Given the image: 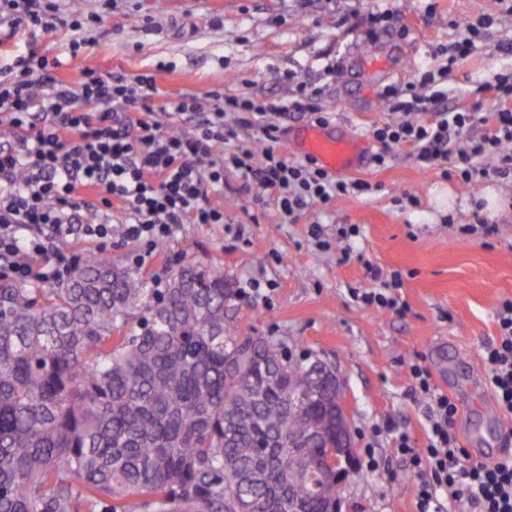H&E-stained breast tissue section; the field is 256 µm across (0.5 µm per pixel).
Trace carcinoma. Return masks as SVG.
<instances>
[{"label": "carcinoma", "instance_id": "carcinoma-1", "mask_svg": "<svg viewBox=\"0 0 512 512\" xmlns=\"http://www.w3.org/2000/svg\"><path fill=\"white\" fill-rule=\"evenodd\" d=\"M224 266L166 287L110 257L0 283V512H336V389L241 333Z\"/></svg>", "mask_w": 512, "mask_h": 512}]
</instances>
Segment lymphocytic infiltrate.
<instances>
[{"label": "lymphocytic infiltrate", "instance_id": "obj_1", "mask_svg": "<svg viewBox=\"0 0 512 512\" xmlns=\"http://www.w3.org/2000/svg\"><path fill=\"white\" fill-rule=\"evenodd\" d=\"M59 10V0H0V28L50 33ZM498 23L495 15L478 14L448 45L444 65L388 90L393 118L370 131L381 146L375 163L386 165L389 149L407 147L420 166L468 188L512 176V66L476 87L492 108L485 117L448 108L443 89L449 72ZM82 27L81 10H72L68 61L82 66L77 83L60 80L63 62L35 49L0 68V132L6 135L0 143V278L62 282L86 247L108 253L111 223L88 219L104 209L125 214L123 238L150 248L185 221L223 223L224 208L210 197L223 194L228 161L244 190L272 196L279 213L291 220L314 205L370 191L367 182L332 179L312 159L291 160L274 148L277 117L290 110L318 114L319 88L298 83L288 106L233 95L206 110L193 95L167 98L154 76L83 66L91 41ZM191 112L197 115L191 132L173 127V119ZM480 119L488 124L485 134L470 136ZM240 127L259 128L269 147L258 153L241 146L225 155L223 144ZM366 275L373 285L351 289L353 301L379 312H406L398 296L399 272L370 264ZM494 321L498 334L486 343L482 360L500 414L512 418V298L500 301ZM408 373L410 396L424 406V437L416 439L389 421L382 430L413 480L416 512H447L453 504L472 512H512V454L473 458L455 430L456 399L420 363H411Z\"/></svg>", "mask_w": 512, "mask_h": 512}]
</instances>
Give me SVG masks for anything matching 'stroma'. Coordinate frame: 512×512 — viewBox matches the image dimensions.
<instances>
[{
	"label": "stroma",
	"instance_id": "35a3bbf8",
	"mask_svg": "<svg viewBox=\"0 0 512 512\" xmlns=\"http://www.w3.org/2000/svg\"><path fill=\"white\" fill-rule=\"evenodd\" d=\"M76 5L89 16L86 35L95 41L85 63L101 72L154 75L172 97L215 91L284 102L295 81L309 79L323 87L319 105L328 115L327 129L339 137H366L361 164L338 177L367 181L370 193L338 198L325 213L313 210L292 222L272 200L241 191L228 164L223 223L181 225L146 253L139 269L150 284L191 256L220 262L237 292L228 312L241 333L278 337L293 357L336 366L354 449L374 442L380 461L377 471L360 472L345 485L342 512H415L412 480L386 438L374 433L391 419L422 437L423 407L409 396L414 360L458 401L456 430L464 446L476 448L472 431L478 428L486 448L501 452L507 423L495 406L481 352L497 334L498 303L512 298V179L491 178L473 192L419 167L406 147L380 167L372 160L378 146L368 138L374 124L391 117L386 90L437 63L438 47L484 11L501 16V25L448 77L449 105L475 110L478 83L512 64V55L498 50L512 39V15H503L501 0H61L56 31L35 41L22 30L1 41L0 66L35 44L65 59L71 32L64 20ZM380 10L391 12V19L369 27L368 14ZM441 188L455 194L451 213L433 201ZM491 190L504 211L497 234L455 235L452 224L476 221L470 196ZM406 194L416 205L397 204ZM317 219L333 242L330 249H317L307 233ZM340 224L360 227L342 247L334 243ZM369 263L401 272L400 293L409 306L404 315L351 300L350 289L371 285ZM254 281L265 287L264 297L250 291Z\"/></svg>",
	"mask_w": 512,
	"mask_h": 512
}]
</instances>
